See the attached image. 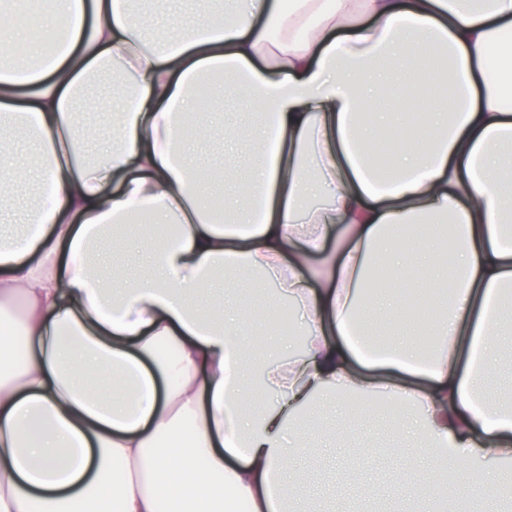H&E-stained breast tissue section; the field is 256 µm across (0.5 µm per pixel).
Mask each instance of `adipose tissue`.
I'll list each match as a JSON object with an SVG mask.
<instances>
[{"instance_id": "obj_1", "label": "adipose tissue", "mask_w": 512, "mask_h": 512, "mask_svg": "<svg viewBox=\"0 0 512 512\" xmlns=\"http://www.w3.org/2000/svg\"><path fill=\"white\" fill-rule=\"evenodd\" d=\"M56 3L36 32L0 5V143L18 124L38 143L0 169L51 189L0 241V512H289L305 423L345 397L390 400L394 457L432 476L512 455L488 377L512 323V0H238L172 35L139 0ZM446 60L450 98L425 90ZM112 66L121 83L85 103L111 118L91 162L75 102ZM213 77L256 116L224 130L258 155L245 181L221 170L222 196L186 152ZM388 90L401 117L370 109ZM142 211L146 266L106 278ZM408 225L454 241L439 269L410 260ZM377 268L447 282L430 347L364 341L389 310ZM228 270L301 309L300 352L252 356Z\"/></svg>"}]
</instances>
